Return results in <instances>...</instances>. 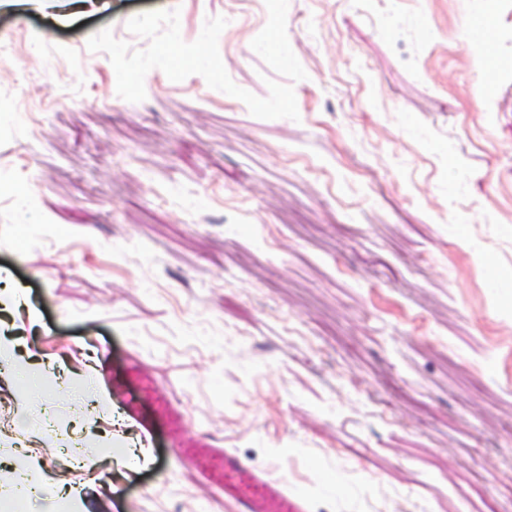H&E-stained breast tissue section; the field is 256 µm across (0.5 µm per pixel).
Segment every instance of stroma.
<instances>
[{
  "label": "stroma",
  "mask_w": 512,
  "mask_h": 512,
  "mask_svg": "<svg viewBox=\"0 0 512 512\" xmlns=\"http://www.w3.org/2000/svg\"><path fill=\"white\" fill-rule=\"evenodd\" d=\"M0 283L10 482L512 512V0H0ZM224 496L237 501L239 512H307L304 497L272 477L271 466L257 467L230 448H221Z\"/></svg>",
  "instance_id": "obj_1"
}]
</instances>
